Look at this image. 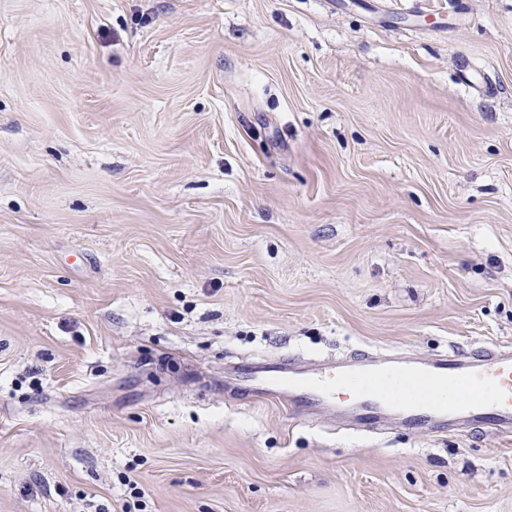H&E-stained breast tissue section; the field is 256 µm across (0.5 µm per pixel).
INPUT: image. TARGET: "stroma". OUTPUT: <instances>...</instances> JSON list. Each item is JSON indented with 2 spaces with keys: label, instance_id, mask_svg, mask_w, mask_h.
<instances>
[{
  "label": "stroma",
  "instance_id": "1",
  "mask_svg": "<svg viewBox=\"0 0 512 512\" xmlns=\"http://www.w3.org/2000/svg\"><path fill=\"white\" fill-rule=\"evenodd\" d=\"M491 342L512 0H0V512H512L241 365Z\"/></svg>",
  "mask_w": 512,
  "mask_h": 512
}]
</instances>
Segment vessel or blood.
<instances>
[{
  "label": "vessel or blood",
  "mask_w": 512,
  "mask_h": 512,
  "mask_svg": "<svg viewBox=\"0 0 512 512\" xmlns=\"http://www.w3.org/2000/svg\"><path fill=\"white\" fill-rule=\"evenodd\" d=\"M364 357L365 365L337 367L329 376L309 370L299 378L284 375L276 364L259 365L255 379L261 394L292 397L307 412L335 406L340 395L352 398L359 421L367 426L393 420L433 431L447 415L512 437L511 348L488 347L423 364L373 351ZM422 385L435 386V395L418 398Z\"/></svg>",
  "instance_id": "b4317fda"
}]
</instances>
